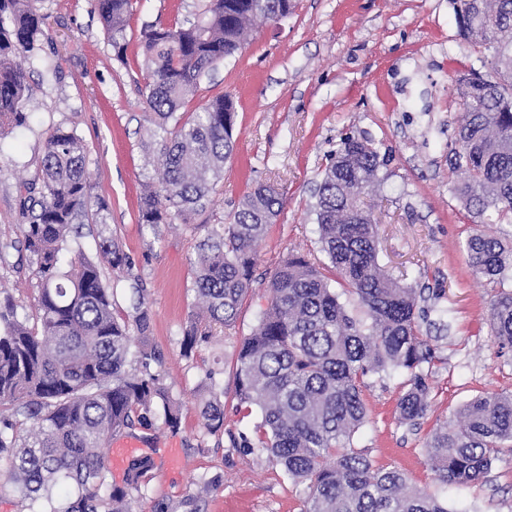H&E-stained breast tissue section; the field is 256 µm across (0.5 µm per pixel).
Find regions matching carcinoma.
I'll return each instance as SVG.
<instances>
[{"label":"carcinoma","instance_id":"carcinoma-1","mask_svg":"<svg viewBox=\"0 0 512 512\" xmlns=\"http://www.w3.org/2000/svg\"><path fill=\"white\" fill-rule=\"evenodd\" d=\"M448 2L459 35L485 47L484 64L493 72L457 77L461 113L448 158L459 173L454 195L478 223L493 215L512 220V0ZM97 6L120 56L131 0H97ZM292 11L293 0H210L197 24L142 30L144 104L162 133L156 158L162 189L141 200L139 223L186 224L205 207L234 151L237 110L227 95L191 113L181 108L203 76L241 49L256 18L279 23ZM42 25L32 0H0V136L28 121L29 87L16 59L38 49ZM384 165L367 138L348 136L329 155L312 204L329 265L289 256L270 277L267 307L238 344L235 397L261 410L256 439L246 447L305 485L304 512H448L427 490L408 486L400 471L350 447L367 420L364 378L407 374L398 412L408 424L430 407L423 365L435 350L422 338L416 291L380 268L373 219L362 202ZM39 182L38 194L28 198L29 222L20 225L40 278L35 322L19 317L11 294L0 301V463L8 470L0 495H16L21 512H132L154 460L132 457L125 486L117 488L103 448L152 417L178 432L180 406L153 370L160 356L131 351L151 327L142 289H132L131 316L117 317L114 289L76 243L74 224L93 208L96 251L113 270L130 265L104 219L107 202L92 193L86 147L75 131L58 127L48 135ZM282 208L279 189L260 183L228 222L198 225L193 289L205 310L182 328L185 356L235 323L252 290L256 246ZM66 252L77 262L64 271ZM466 253L479 275L512 270V246L497 237L473 233ZM334 277L363 318L346 313ZM488 322L498 351H512V291L491 302ZM223 398L224 391L211 390L201 403L209 432L224 425ZM508 442L512 393L484 395L463 407L458 426L435 429L425 452L441 482L465 486L487 477Z\"/></svg>","mask_w":512,"mask_h":512}]
</instances>
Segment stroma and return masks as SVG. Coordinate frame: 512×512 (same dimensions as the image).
I'll return each mask as SVG.
<instances>
[{
    "label": "stroma",
    "mask_w": 512,
    "mask_h": 512,
    "mask_svg": "<svg viewBox=\"0 0 512 512\" xmlns=\"http://www.w3.org/2000/svg\"><path fill=\"white\" fill-rule=\"evenodd\" d=\"M208 0H131L124 57H116L95 0H33L44 19L40 47L23 59L29 96L25 126L0 137V242L11 244L0 265V289L19 298L20 316L35 319L36 264L19 245L28 183L38 177L53 129L76 131L88 146L87 172L95 196L109 206L112 234L129 257V270L102 266L116 289L115 311L130 310L132 284L146 290L152 325L143 345L159 351L160 373L181 403V430L161 424L135 428L139 451L155 461L134 512H301L302 487L265 458L232 447L233 434L252 433L258 407L241 410L234 397L235 357L267 303L271 272L291 254L318 263L327 257L310 211V189L341 138L373 141L387 164L369 197L377 220L378 260L423 299L436 347L429 366L432 403L418 425L402 423L397 402L406 376H372L362 396L366 426L355 450L376 465L401 471L411 485L443 498L450 512H512V451L504 452L485 482L456 488L440 483L426 455L434 428L478 395L512 393V353L500 354L487 322L496 295L512 290V274L490 280L475 274L465 244L475 227L452 193L448 164L460 111L454 80L482 70L480 47L464 42L448 0H295L288 20L254 26L243 48L201 81L183 109L220 94L238 112L235 147L206 207L193 223L150 227L139 206L158 189L157 140L144 107L145 25L188 24ZM58 67L51 75L44 60ZM276 185L283 208L258 247L255 281L232 328L181 351V327L196 305L191 263L202 224L223 223L256 184ZM483 233L512 242V224H485ZM224 390V428L208 433L200 416L206 381ZM219 477L218 486L203 482Z\"/></svg>",
    "instance_id": "stroma-1"
}]
</instances>
